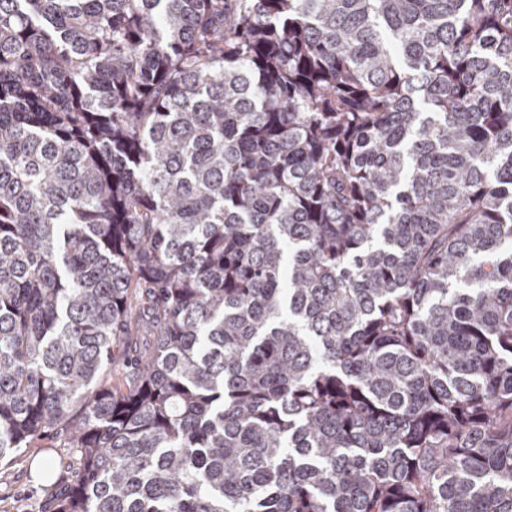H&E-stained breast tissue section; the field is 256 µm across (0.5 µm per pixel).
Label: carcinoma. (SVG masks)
<instances>
[{"label": "carcinoma", "mask_w": 512, "mask_h": 512, "mask_svg": "<svg viewBox=\"0 0 512 512\" xmlns=\"http://www.w3.org/2000/svg\"><path fill=\"white\" fill-rule=\"evenodd\" d=\"M43 435L54 512H512V0H0Z\"/></svg>", "instance_id": "carcinoma-1"}]
</instances>
